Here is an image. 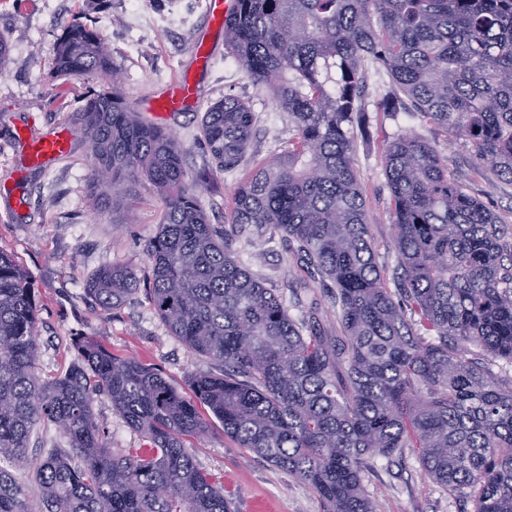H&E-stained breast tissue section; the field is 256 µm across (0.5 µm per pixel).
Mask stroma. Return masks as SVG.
I'll list each match as a JSON object with an SVG mask.
<instances>
[{"label":"stroma","instance_id":"stroma-1","mask_svg":"<svg viewBox=\"0 0 512 512\" xmlns=\"http://www.w3.org/2000/svg\"><path fill=\"white\" fill-rule=\"evenodd\" d=\"M97 29L105 39L112 64L120 72L119 90L132 106L142 104L174 76L193 71L207 102L227 96L248 103L254 114V136L245 161L231 173L214 171L212 187L200 199L212 224L223 225L234 193L256 164L287 150L296 131L270 94L254 86L224 46V34L210 22L205 0H0V35L11 55L0 73V177L16 171L17 189L0 191V250L11 254L29 273L39 299L37 373L50 378L79 360L75 337L89 336L121 357H132L160 373L177 391L188 393L192 378L212 373L210 361L191 353L172 336L145 292L131 295L109 313H101L86 293L92 273L117 262L132 265L140 278L151 274L146 246L155 237L163 209L148 180L135 184L123 208L103 215L91 210L88 162L81 108L111 84L98 74L58 77L52 72L55 42L72 22ZM213 45L210 70H195L190 50L195 39ZM366 106L369 140L355 143L354 165L368 208L377 263L391 278L396 257L387 244L393 231L391 194L384 174V150L398 134L416 132L440 156L455 177L488 205L503 223L512 225V182L477 172L461 143L434 125L392 116L377 105L391 83L384 70H367ZM203 109L176 112L162 120L183 153L187 174L210 167L200 139ZM34 136L69 129L73 149L46 166L23 158L17 128ZM241 264L277 289L291 316L318 303L328 329L337 327V310L321 283L291 291L306 279L305 266L282 234L252 235L239 241ZM96 422L113 451L124 453L145 445L110 400L93 404ZM187 450L198 468L224 485L232 512H322L316 494L287 471L257 457L225 436L220 424L189 439ZM377 512H474L468 490L452 491L429 480L414 455L404 460L379 458L363 480Z\"/></svg>","mask_w":512,"mask_h":512}]
</instances>
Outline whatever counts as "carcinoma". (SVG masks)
I'll return each mask as SVG.
<instances>
[{"mask_svg":"<svg viewBox=\"0 0 512 512\" xmlns=\"http://www.w3.org/2000/svg\"><path fill=\"white\" fill-rule=\"evenodd\" d=\"M224 40L296 137L238 185L230 228L219 231L199 198L210 172L186 180L175 138L116 90L102 35L72 23L58 38V75L98 73L114 86L83 109L92 208H118L142 177L161 192L159 231L146 246L148 299L171 335L220 373L196 377L188 397L84 337L79 363L41 379L35 288L0 251V512H230L224 487L185 447L211 418L305 483L323 512H376L363 475L375 458L408 449L433 482L469 489L475 512H512V382L464 347L512 363V225L427 141L398 136L384 152L392 291L353 161L354 131L368 130L373 64L394 87L382 111L444 129L477 171L512 180V0H237ZM253 122L238 98L206 108L200 134L215 168L240 166ZM267 227L329 285L343 339L315 310L290 316L276 289L238 261L234 244ZM139 287L136 270L117 263L86 292L107 313ZM99 396L147 447L112 452L92 412ZM41 423L67 447L35 461Z\"/></svg>","mask_w":512,"mask_h":512,"instance_id":"obj_1","label":"carcinoma"}]
</instances>
